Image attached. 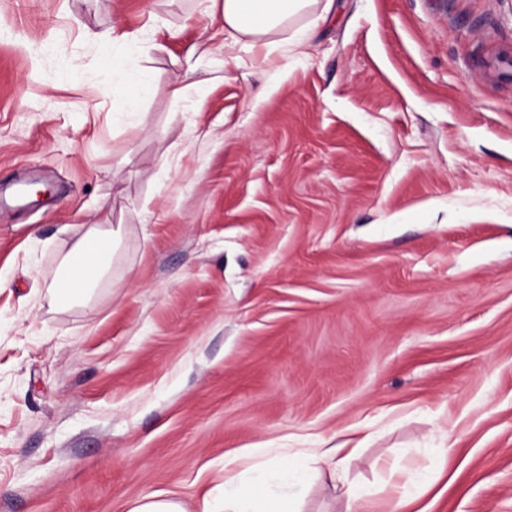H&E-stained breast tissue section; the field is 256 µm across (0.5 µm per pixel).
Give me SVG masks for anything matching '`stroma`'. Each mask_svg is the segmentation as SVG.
Returning <instances> with one entry per match:
<instances>
[{
    "label": "stroma",
    "instance_id": "1",
    "mask_svg": "<svg viewBox=\"0 0 512 512\" xmlns=\"http://www.w3.org/2000/svg\"><path fill=\"white\" fill-rule=\"evenodd\" d=\"M223 43L207 0H0V512H197L225 454L355 430L302 512H390L394 461L455 473L433 512H512V0ZM103 200L110 271L60 308ZM126 512H186L183 503L173 496L149 494L134 500Z\"/></svg>",
    "mask_w": 512,
    "mask_h": 512
}]
</instances>
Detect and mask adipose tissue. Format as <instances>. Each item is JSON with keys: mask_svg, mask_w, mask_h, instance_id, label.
<instances>
[{"mask_svg": "<svg viewBox=\"0 0 512 512\" xmlns=\"http://www.w3.org/2000/svg\"><path fill=\"white\" fill-rule=\"evenodd\" d=\"M211 9L224 23V44L243 46L269 55L280 44L297 52L309 45L310 24L324 20L332 0H211ZM113 252L111 233L79 239L67 256L81 261L82 285L70 287L60 279L53 296L63 306L87 298ZM355 448L341 444L312 448L306 457L279 448L252 445L224 461V495L203 498L198 512H300L301 496L312 478L311 466L325 464L333 478L342 479L355 458Z\"/></svg>", "mask_w": 512, "mask_h": 512, "instance_id": "adipose-tissue-1", "label": "adipose tissue"}]
</instances>
